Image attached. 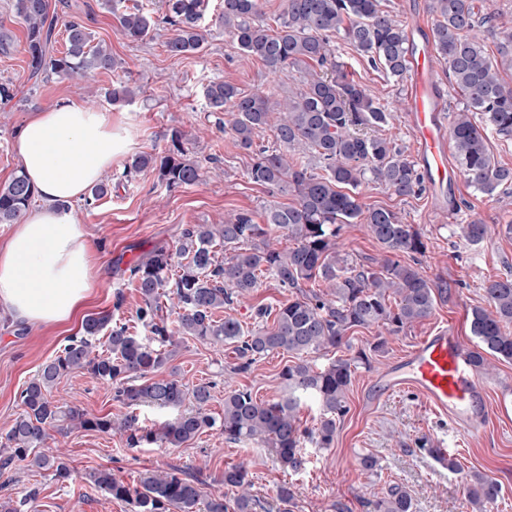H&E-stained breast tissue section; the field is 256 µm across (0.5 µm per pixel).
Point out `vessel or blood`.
I'll list each match as a JSON object with an SVG mask.
<instances>
[{"label": "vessel or blood", "mask_w": 512, "mask_h": 512, "mask_svg": "<svg viewBox=\"0 0 512 512\" xmlns=\"http://www.w3.org/2000/svg\"><path fill=\"white\" fill-rule=\"evenodd\" d=\"M408 119L416 136L426 175L437 185L455 182L434 80L430 43L409 55ZM388 391L415 390L436 411L455 424L471 427L481 421L485 386L473 372L468 356L451 329L440 327L417 341L384 375Z\"/></svg>", "instance_id": "b4317fda"}]
</instances>
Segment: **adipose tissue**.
<instances>
[{"mask_svg":"<svg viewBox=\"0 0 512 512\" xmlns=\"http://www.w3.org/2000/svg\"><path fill=\"white\" fill-rule=\"evenodd\" d=\"M131 145L111 113L67 97L32 113L18 133L22 170L41 200L0 244V307L27 327L76 317L93 288L84 224L65 203L82 199Z\"/></svg>","mask_w":512,"mask_h":512,"instance_id":"obj_1","label":"adipose tissue"}]
</instances>
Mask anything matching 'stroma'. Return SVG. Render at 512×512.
<instances>
[{
	"label": "stroma",
	"mask_w": 512,
	"mask_h": 512,
	"mask_svg": "<svg viewBox=\"0 0 512 512\" xmlns=\"http://www.w3.org/2000/svg\"><path fill=\"white\" fill-rule=\"evenodd\" d=\"M48 2L56 20L51 56L65 52V26L77 20L89 29L95 42L111 51L117 68L86 81L51 73L32 76L25 52L26 30L16 15V0H0V85L9 89L8 95H0V185L8 183L20 168L14 143L29 113L62 97H80L111 112L113 124L127 125L132 146L102 175L107 193L93 206L81 201L72 206L86 228L96 277L83 312L111 310L116 318L127 320L141 302L129 278V266L156 247H175L182 225L220 224L242 210L252 212L260 224L269 205L293 200L289 194L272 196L250 181L251 156L219 126L204 98L205 85L224 81L248 93L262 91L281 98L300 85L304 69L290 67L271 75L260 61L245 55L216 20L221 0H208L202 49L177 57L167 51L171 31L165 25L155 26L140 41L125 38L117 29L115 11L139 7L157 16L161 13L159 0H119L113 10L104 6L103 0ZM483 5L495 15L497 24L495 32L484 37L486 51L497 60L505 85L512 87V55L499 52L503 36L512 34V0H484ZM330 45L349 78L376 91L380 105L391 115L388 136L410 159H417L407 119V79L373 68L342 36H333ZM118 80L133 89L130 102L114 104L106 99V91ZM177 131L183 135L188 158L201 169L198 182L169 192L154 170L127 176L133 157L162 153ZM452 197L459 208L449 212L439 208L438 194L430 187L418 197H399L373 181L361 185L363 207L386 208L398 212L404 222L418 225L427 244L421 271L431 280L447 279L450 290L447 302L438 304L429 318L389 336L386 353L375 357L370 368L356 370L347 393L349 412L339 425L336 440L328 449L307 444L306 470L296 474L283 469L269 449L228 442L217 431L179 448L149 445L130 450L119 434L70 430L61 423L50 428L47 444L63 450L71 479L61 483L48 471L14 469L10 482L0 489V498L23 502L22 512H131L130 506L95 491L89 473L109 469L125 483L135 485L147 471L177 467L201 474L207 480L206 494L230 502L235 492L224 487L221 477L225 468L242 463L249 472L252 494L265 502L268 512H372V501L393 488L410 495L412 512H474L464 482L473 470L488 474L502 487L499 499L488 504L486 512H512V361H494L493 371L483 375L489 416L470 429L455 426L413 391L386 393L381 380L393 361L433 329L451 328L461 346L471 349V311L486 304L483 282L512 275V233L503 227L504 213L495 198L475 191L461 177ZM469 222L490 225L493 232L480 244H469L457 232L458 225ZM339 246L353 264H373L383 257L380 244L361 223L345 225ZM289 297L288 291L266 276L254 292L226 312L250 330L256 326L255 307H275ZM118 300L123 303L119 309L114 306ZM80 332L77 322L22 328L0 311V435L20 411L17 396L21 389L68 337ZM235 357L231 345L215 347L188 338L178 346L169 365L187 385L213 382L208 409L215 416L223 413L224 393L230 389L249 388L263 401L286 394L280 372L289 354L270 353L245 374L231 373ZM51 398L98 416L127 411L113 401L111 389L79 371L64 377L52 389ZM437 448L456 460L457 470H449L447 463L434 456ZM364 454L376 458L377 470L361 468L359 458ZM284 484L293 491L287 506L277 497Z\"/></svg>",
	"instance_id": "stroma-1"
}]
</instances>
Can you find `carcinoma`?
<instances>
[{
    "mask_svg": "<svg viewBox=\"0 0 512 512\" xmlns=\"http://www.w3.org/2000/svg\"><path fill=\"white\" fill-rule=\"evenodd\" d=\"M219 21L245 53L262 61L275 73L306 66L301 87L282 98L242 92L238 87L211 82L204 88L207 105L224 114V130L237 145L251 153L249 179L272 195L292 193L295 202L272 205L266 223L252 213L230 215L222 224H187L175 250L161 246L130 267L131 280L141 295L136 321L149 329L143 338L109 312L86 317L79 336H72L60 354L46 362L18 394L21 412L0 439V476L16 463L28 469L50 470L61 483L71 470L57 453L45 449L48 430L61 420L85 431L117 432L126 447L179 448L209 430L224 433L233 443L259 444L271 449L285 469L298 472L306 464L304 444L329 448L338 425L349 412L347 392L355 371L369 366L386 351V340L377 337L350 358L338 357L318 365L306 355L349 346L348 331L378 326L396 335L431 316L448 300V281L428 280L421 273L427 246L415 224H407L388 209H363L358 188L372 179L399 197H418L425 190L424 174L390 138L381 134L390 113L375 92L348 79L335 59L330 38L343 35L372 66H381L392 77L408 71L410 40L404 25L380 8V0H285V8L272 30L260 20V0H222ZM162 16L137 11L116 15L119 32L131 41L146 37L152 27L165 24L173 35L167 42L174 56L199 51L205 42V0H162ZM435 16L431 30L436 59L448 68V78L462 93L463 107L454 113L451 138L459 172L476 191L494 195L512 205V168L492 161L486 147L485 128L512 138V88L498 75L496 61L485 52L481 32L495 28L494 16L475 0H429ZM16 13L26 28L28 66L35 74L92 76L116 66L112 53L101 44L90 45V33L78 21L66 26L68 48L61 57L47 56L53 24L48 20V0H16ZM276 145L257 142L272 114ZM312 155L321 168L309 170L303 158ZM130 168L158 170L167 190L190 186L200 169L186 159L182 135L174 134L160 156L135 157ZM35 197V189L19 171L0 187V224H16ZM367 224L381 244L384 256L377 265H353L339 251L346 224ZM278 229L295 241L281 250L270 241ZM461 235L478 244L489 235L487 224H461ZM228 256L220 260L217 248ZM271 276L293 298L272 312L257 309L262 319L275 315L272 327L244 333L233 317L222 320L215 313L244 298ZM310 290H305L306 284ZM489 308L471 311L475 346L468 351L476 370L486 372L488 356L512 361V277L489 279L483 284ZM175 315H161L162 304ZM213 345L233 344L238 363L234 371L248 372L256 360L274 351L295 358L280 377L288 396L262 402L249 389L224 394V414L206 412L214 383L187 387L173 372L160 377L173 348L184 337ZM102 343L105 351L97 349ZM73 371L89 374L114 389L117 402L127 406L153 405L176 414L156 429L139 425L137 416H95L86 410L65 407L49 398L53 387ZM192 407H185L186 402ZM314 403L319 409L317 427L302 426L301 408ZM94 488L104 496L129 504L133 512H228L222 497H209L197 478L181 470H156L129 485L110 469L91 475ZM469 502L483 512L496 501L501 486L474 471L465 476ZM224 486L236 489L234 512H266L250 493L248 470L243 465L224 470ZM409 494L393 490L374 503L373 512H411Z\"/></svg>",
    "mask_w": 512,
    "mask_h": 512,
    "instance_id": "carcinoma-1",
    "label": "carcinoma"
}]
</instances>
